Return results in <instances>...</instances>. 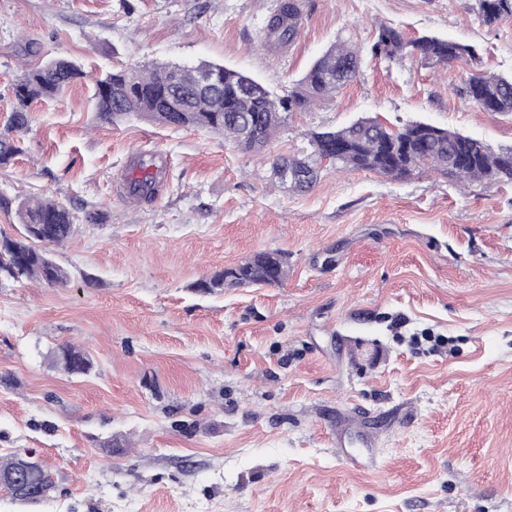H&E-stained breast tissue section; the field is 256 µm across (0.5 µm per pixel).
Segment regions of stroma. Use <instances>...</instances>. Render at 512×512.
<instances>
[{"label":"stroma","mask_w":512,"mask_h":512,"mask_svg":"<svg viewBox=\"0 0 512 512\" xmlns=\"http://www.w3.org/2000/svg\"><path fill=\"white\" fill-rule=\"evenodd\" d=\"M301 33L268 42L277 0H0V132L12 80L57 56L85 76L35 101L0 168V235L22 201L69 200L50 247L63 285L0 281V457L32 454L53 487L0 490V512H512V184L393 179L324 165L296 193L270 163L360 116L421 120L512 147V114L459 94L512 70V17L474 0H301ZM474 46L481 66L366 60L356 81L257 152L144 119L100 121L102 71L211 61L284 93L337 39L380 25ZM164 152L158 196L114 192L133 150ZM286 252L282 285L197 282ZM92 360L71 375L52 355ZM374 455L377 471L357 457ZM483 22L492 25L504 16H512V0H474ZM54 362L70 374L87 373L92 362L81 348L72 344L60 345L54 352Z\"/></svg>","instance_id":"1"}]
</instances>
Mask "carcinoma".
I'll use <instances>...</instances> for the list:
<instances>
[{
    "label": "carcinoma",
    "mask_w": 512,
    "mask_h": 512,
    "mask_svg": "<svg viewBox=\"0 0 512 512\" xmlns=\"http://www.w3.org/2000/svg\"><path fill=\"white\" fill-rule=\"evenodd\" d=\"M483 22L492 25L512 16V0H475ZM298 0H279L267 24V38L287 45L297 37L302 22ZM374 59L393 62L411 57L428 68L448 67L459 61L479 62L476 49L450 38L423 35L408 39L392 26L379 27L370 47ZM363 51L349 41L332 43L307 69L301 79L280 95L257 79L220 64H134L114 69L94 83V107L100 119L138 117L172 129L193 127L218 134L242 151L267 144L294 112H306L317 100L332 98L358 76ZM214 76L213 85L200 77ZM84 77L81 66L65 57L25 69L14 79L16 105L9 121V134L0 135V166L21 152L10 136L29 124V104L38 97L53 96ZM461 96L484 112L512 113V71L479 72L464 85ZM342 170L373 171L403 178L415 171L438 170L459 183L512 182V148L494 150L481 139L421 121L391 128L379 119L360 117L339 128L312 130L307 147L292 156H280L272 164V177L295 192L310 190L319 179L323 162ZM290 178L283 180L282 175ZM153 177L133 179L139 196L153 194ZM18 215L26 234L20 240H0V275L35 278L47 285L66 283L67 274L51 259L47 247L60 245L74 232V216L67 203L53 197L22 202ZM290 274L288 255L264 251L237 265L199 280L203 292L249 286H279ZM54 362L70 374L90 370V357L81 348L63 344L54 352ZM29 493L44 496L51 489V476L40 466L28 475Z\"/></svg>",
    "instance_id": "obj_1"
}]
</instances>
